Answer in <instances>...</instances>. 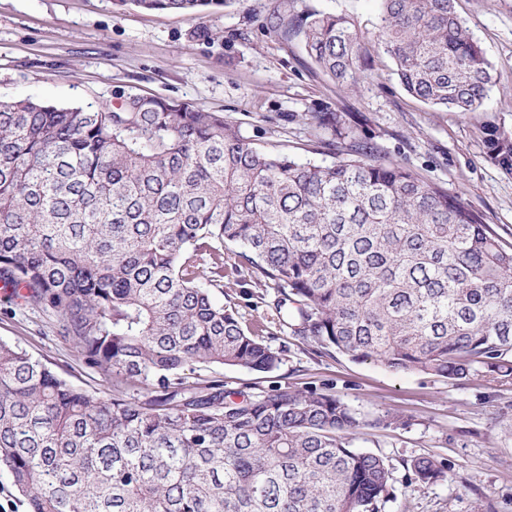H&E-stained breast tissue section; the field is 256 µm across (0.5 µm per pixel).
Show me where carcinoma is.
<instances>
[{"label": "carcinoma", "mask_w": 512, "mask_h": 512, "mask_svg": "<svg viewBox=\"0 0 512 512\" xmlns=\"http://www.w3.org/2000/svg\"><path fill=\"white\" fill-rule=\"evenodd\" d=\"M228 0H114L210 14ZM377 49L405 91L474 112L493 65L455 0H379ZM338 83L365 71L362 32L297 26ZM490 160L512 174V128ZM278 293L296 336L354 361L512 382V249L456 195L365 152H262L220 112L131 95L120 106L0 100V283L112 381L93 395L0 341V466L28 512H382L392 467L354 447L397 422L322 389L188 382L281 362L215 298L224 270ZM415 479L445 477L427 457Z\"/></svg>", "instance_id": "1"}]
</instances>
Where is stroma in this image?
<instances>
[{"mask_svg": "<svg viewBox=\"0 0 512 512\" xmlns=\"http://www.w3.org/2000/svg\"><path fill=\"white\" fill-rule=\"evenodd\" d=\"M455 8L495 68L487 102L474 112L442 111L407 94L391 58L374 49L377 0H232L209 16L121 11L113 0H0V99L114 107L130 94L174 99L224 113L259 150L304 161L366 144L457 195L512 247V175L488 158L483 134L491 122L512 127V0H456ZM324 13L351 18L367 37L370 67L355 87L323 71L302 36L283 34ZM319 112L338 113V129L314 124ZM275 296L252 284L228 289L223 302L243 323L263 320L278 367L212 366L201 377L232 389H328L366 417L396 415L398 425L355 442L393 467L382 512H512V384L393 372L326 353L268 315ZM0 341L89 393L112 390L56 335L49 312L0 296ZM420 456L444 464L446 477L416 483L406 464Z\"/></svg>", "mask_w": 512, "mask_h": 512, "instance_id": "35a3bbf8", "label": "stroma"}]
</instances>
